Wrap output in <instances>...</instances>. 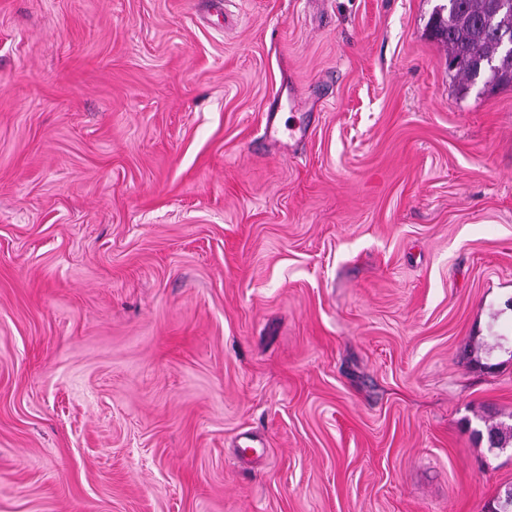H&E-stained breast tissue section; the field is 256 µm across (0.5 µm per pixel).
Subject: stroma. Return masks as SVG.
<instances>
[{"label":"stroma","mask_w":512,"mask_h":512,"mask_svg":"<svg viewBox=\"0 0 512 512\" xmlns=\"http://www.w3.org/2000/svg\"><path fill=\"white\" fill-rule=\"evenodd\" d=\"M437 3L0 0V512L512 488V86Z\"/></svg>","instance_id":"stroma-1"}]
</instances>
